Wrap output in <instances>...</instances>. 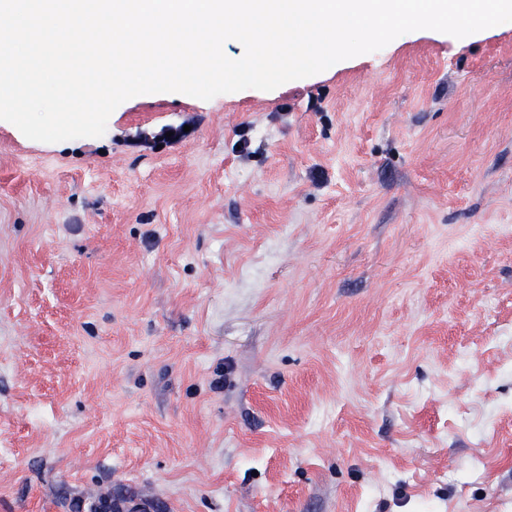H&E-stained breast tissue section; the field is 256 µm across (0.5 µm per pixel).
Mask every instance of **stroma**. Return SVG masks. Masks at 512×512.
I'll list each match as a JSON object with an SVG mask.
<instances>
[{"instance_id": "1", "label": "stroma", "mask_w": 512, "mask_h": 512, "mask_svg": "<svg viewBox=\"0 0 512 512\" xmlns=\"http://www.w3.org/2000/svg\"><path fill=\"white\" fill-rule=\"evenodd\" d=\"M512 512V27L0 122V512Z\"/></svg>"}]
</instances>
